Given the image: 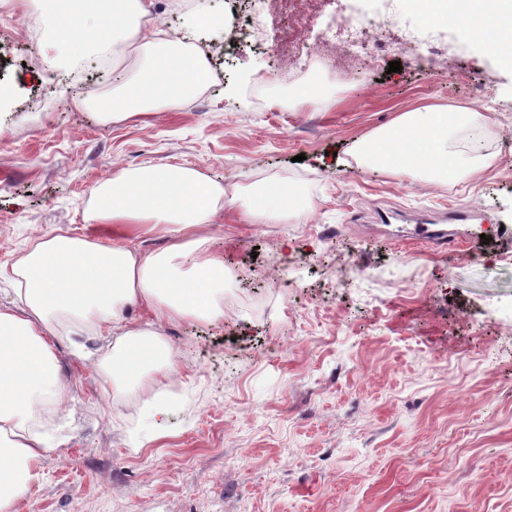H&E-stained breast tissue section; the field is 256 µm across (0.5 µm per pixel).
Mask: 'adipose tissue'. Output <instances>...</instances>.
I'll return each mask as SVG.
<instances>
[{
    "instance_id": "ef3b65f1",
    "label": "adipose tissue",
    "mask_w": 512,
    "mask_h": 512,
    "mask_svg": "<svg viewBox=\"0 0 512 512\" xmlns=\"http://www.w3.org/2000/svg\"><path fill=\"white\" fill-rule=\"evenodd\" d=\"M422 24L447 29L468 13L473 43L512 64V0H405ZM40 23L54 32L57 53L78 55L87 45L112 61L132 58L127 78L111 94L89 87L85 109L125 120L179 106L205 85L210 61L196 45L171 35L150 17L145 0H41ZM489 128L479 112L460 105H424L397 115L364 137L359 161L382 170L415 172L429 184L449 178H479L489 167L485 155L459 163L448 149L457 127ZM93 221L112 227L106 245L63 229L45 233L12 267L18 302L0 307V512H14L39 477L49 446L30 424L45 406H60L68 389L60 376L58 326L67 319L105 328L115 338L107 367L113 380L138 377L144 370L170 377L176 355L157 332L130 326L126 307L145 303L158 320L223 315L216 296L224 286L221 261L197 257L196 234L214 223L217 202L241 208L249 224L294 212V194L270 186L249 198L226 195L192 168L145 166L117 171L91 189ZM165 225L173 241L163 253L142 254L120 242L126 225ZM192 261L178 276L174 259Z\"/></svg>"
}]
</instances>
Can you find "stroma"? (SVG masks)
<instances>
[{
    "mask_svg": "<svg viewBox=\"0 0 512 512\" xmlns=\"http://www.w3.org/2000/svg\"><path fill=\"white\" fill-rule=\"evenodd\" d=\"M36 6L0 0L1 307L37 237L100 234L90 190L121 168L284 184L308 209L271 224L220 210L203 252L224 260L222 318L159 324L127 308L175 351V381L112 382V337L63 340L71 400L36 427L51 451L21 512H512V68L459 27L416 37L401 0H337L393 17L385 41L438 52L441 70L392 73L383 58L345 83L309 69L264 85L270 59L243 45L206 92L104 121L76 101L86 80L108 93L126 70L89 54L48 67L51 32L19 35ZM314 84L322 101L295 105ZM448 103L496 121L481 180L430 185L357 162L362 136ZM450 208L471 211L476 246L409 243Z\"/></svg>",
    "mask_w": 512,
    "mask_h": 512,
    "instance_id": "stroma-1",
    "label": "stroma"
}]
</instances>
